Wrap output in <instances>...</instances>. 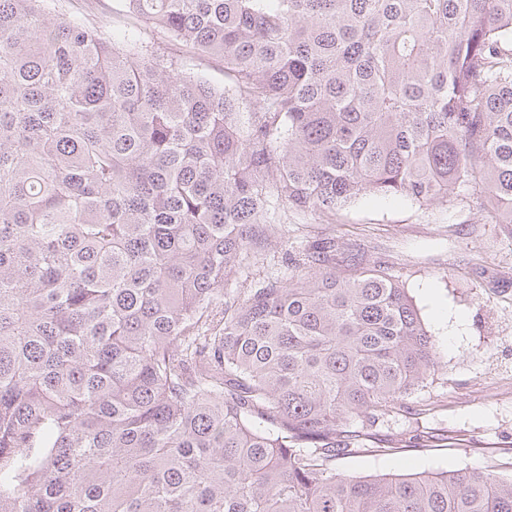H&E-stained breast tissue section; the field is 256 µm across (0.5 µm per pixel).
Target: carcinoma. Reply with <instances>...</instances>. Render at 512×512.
I'll return each instance as SVG.
<instances>
[{
  "label": "carcinoma",
  "mask_w": 512,
  "mask_h": 512,
  "mask_svg": "<svg viewBox=\"0 0 512 512\" xmlns=\"http://www.w3.org/2000/svg\"><path fill=\"white\" fill-rule=\"evenodd\" d=\"M126 2L0 0V512H512L329 467L438 368L388 269L332 236L224 290L282 209L466 189L512 229V0ZM61 12L95 23L107 34L120 33L130 22L122 0H59ZM185 68L208 75L216 84H224V73L216 61L208 57L187 55L183 59Z\"/></svg>",
  "instance_id": "cac0c4a2"
}]
</instances>
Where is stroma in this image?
Wrapping results in <instances>:
<instances>
[{
    "mask_svg": "<svg viewBox=\"0 0 512 512\" xmlns=\"http://www.w3.org/2000/svg\"><path fill=\"white\" fill-rule=\"evenodd\" d=\"M61 12L105 34L129 23L122 0H58ZM388 267L418 307L440 357L435 374L374 429L377 455L336 459L354 476L467 468L512 478V234L468 192L420 205L371 194L336 213H279L262 255L227 290L266 273L286 279L288 254L324 237Z\"/></svg>",
    "mask_w": 512,
    "mask_h": 512,
    "instance_id": "1",
    "label": "stroma"
}]
</instances>
